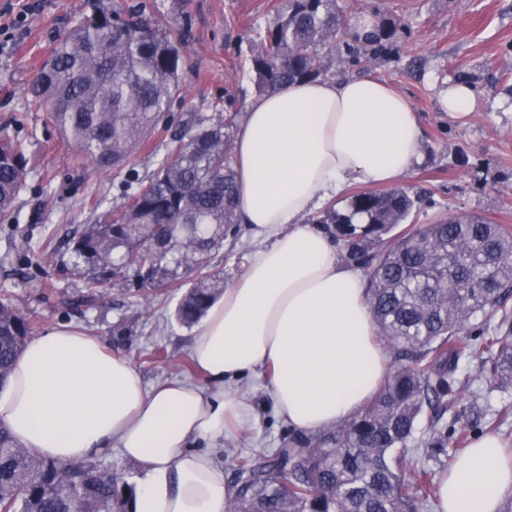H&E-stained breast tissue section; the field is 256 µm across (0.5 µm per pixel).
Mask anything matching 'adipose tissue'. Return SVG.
<instances>
[{"label": "adipose tissue", "mask_w": 512, "mask_h": 512, "mask_svg": "<svg viewBox=\"0 0 512 512\" xmlns=\"http://www.w3.org/2000/svg\"><path fill=\"white\" fill-rule=\"evenodd\" d=\"M419 145L410 104L375 78L297 81L254 98L233 161L238 213L257 245L191 347L221 389L146 387L99 339L60 324L26 342L0 389V423L19 446L63 462L119 449L141 472L134 512H224V470L193 443L252 419L229 382L267 374L278 415L315 433L357 413L384 378L366 281L306 219L350 181L397 183ZM500 448L491 434L473 441L441 484L440 512H498L512 493Z\"/></svg>", "instance_id": "1"}]
</instances>
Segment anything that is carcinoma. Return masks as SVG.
Instances as JSON below:
<instances>
[{"label": "carcinoma", "instance_id": "1", "mask_svg": "<svg viewBox=\"0 0 512 512\" xmlns=\"http://www.w3.org/2000/svg\"><path fill=\"white\" fill-rule=\"evenodd\" d=\"M393 30L381 25L360 39L337 0H288L252 51L257 92L327 76L324 48H344L358 66L376 57ZM182 38L163 28L145 6L101 9L53 49L28 90L29 102L75 148L76 159L102 172L132 175L164 114L180 95ZM240 115L219 104L136 181L117 211L102 210L74 237L77 259L96 271L92 304L106 282L134 269L142 286L194 269L177 320L198 321L224 291V276L206 259L238 231L236 180L230 155ZM28 160L0 139V217L13 213L26 183ZM416 201L402 191L360 192L346 212L317 220L333 224L354 261L368 268L369 302L377 338L396 362L379 392L335 429L297 434L270 453L238 457L225 512H419L438 496L436 472L410 453L419 419L431 411V451L456 458L471 436L439 422L462 400L455 372L466 358L501 389L512 388V225L478 216L440 219L399 235ZM33 325L10 299L0 300V386L7 384ZM135 488L117 486L93 462L64 464L19 447L0 425V512H133Z\"/></svg>", "mask_w": 512, "mask_h": 512}]
</instances>
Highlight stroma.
<instances>
[{
    "mask_svg": "<svg viewBox=\"0 0 512 512\" xmlns=\"http://www.w3.org/2000/svg\"><path fill=\"white\" fill-rule=\"evenodd\" d=\"M131 0H0V28L25 15L20 36L0 44V138L13 140L29 157V174L11 219L0 221V298L15 299L34 322L36 334L59 324L81 328L128 360L146 386L184 380L203 386L205 376L183 370L194 328L175 319L179 294L170 284L143 293L135 278L111 286L88 308H74L91 275L75 262L70 239L94 223L99 208H119L126 173L102 174L75 159V150L47 113L28 104L26 89L60 42L85 17L101 8H125ZM158 18L183 33L185 64L174 117L208 116L223 96L246 112L255 97L249 55L286 0H151ZM351 21L369 13L390 23L394 35L377 59L364 66L342 63L338 48L326 47L330 78L374 77L397 89L417 113L423 160L398 183L418 198L412 225L460 214L512 225V0H373L361 11L354 0H339ZM472 87L471 114L452 118L440 102L448 85ZM27 240L30 252L18 249ZM255 242L248 228L225 239L209 258L225 284L237 282ZM164 358L153 359L155 348ZM457 376L468 379L464 418L447 411L442 423L468 422L475 435L497 433L512 448V420L495 425L512 390L491 387L474 362L461 361ZM233 389L250 401L252 421L219 442L197 441L223 467L226 483L236 477L238 455L278 447L291 432L276 412L265 376L248 374Z\"/></svg>",
    "mask_w": 512,
    "mask_h": 512,
    "instance_id": "obj_1",
    "label": "stroma"
}]
</instances>
